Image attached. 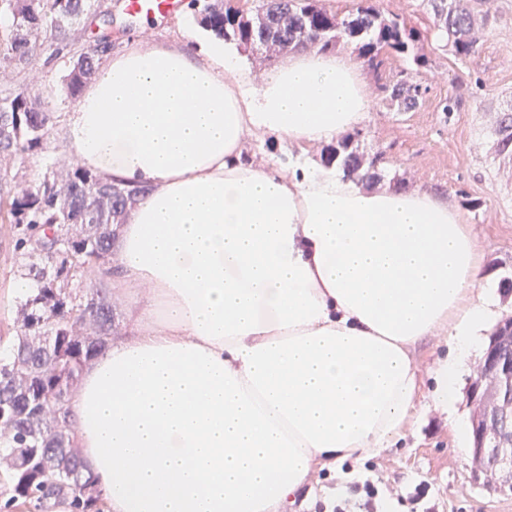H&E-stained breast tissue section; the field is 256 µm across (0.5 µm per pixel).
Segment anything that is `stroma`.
Masks as SVG:
<instances>
[{
    "instance_id": "35a3bbf8",
    "label": "stroma",
    "mask_w": 512,
    "mask_h": 512,
    "mask_svg": "<svg viewBox=\"0 0 512 512\" xmlns=\"http://www.w3.org/2000/svg\"><path fill=\"white\" fill-rule=\"evenodd\" d=\"M112 7V32L117 48L151 32L165 41L181 37L200 25L189 7L173 16L147 21L131 17L122 0H105ZM384 14H397L427 31L426 66L407 57L391 58L380 73L369 74L373 108L360 126L358 146L378 158L383 185L433 193L461 206L482 241L490 272L489 283L500 287L512 277V155L499 152L495 122L512 102V0H493L490 22L476 52L455 59L437 36L433 17L423 0H377ZM406 75L420 80L424 94L409 112L389 107L384 84ZM454 100L455 109L443 113L442 104ZM323 145L300 148L267 137L248 141L244 158L262 164L269 157L305 155L321 160ZM18 232L0 223V358H7L20 328L18 309L26 296L18 289L28 263L15 248ZM366 479L391 484L381 494L382 512H411L410 497L420 483H428V503L438 512H512V495L475 482L468 451L458 448L446 414L418 402L403 439L379 455L359 463Z\"/></svg>"
}]
</instances>
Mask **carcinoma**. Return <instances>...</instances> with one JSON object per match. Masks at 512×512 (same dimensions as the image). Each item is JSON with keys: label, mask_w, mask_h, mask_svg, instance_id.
Returning <instances> with one entry per match:
<instances>
[{"label": "carcinoma", "mask_w": 512, "mask_h": 512, "mask_svg": "<svg viewBox=\"0 0 512 512\" xmlns=\"http://www.w3.org/2000/svg\"><path fill=\"white\" fill-rule=\"evenodd\" d=\"M202 1L201 23L227 43L261 50L269 59L297 47L321 52L346 44L368 69L379 72L389 56L411 55L422 66V32L396 15L385 16L376 0H356L341 16L321 0H265L245 12L224 0ZM435 28L457 58L469 56L483 34V11L490 0H425ZM12 17L0 30V70L22 79L39 59L49 65L73 60L64 79L66 98L75 101L114 42L101 30L80 25L91 11L112 16L103 0H0ZM417 82L400 79L383 86L399 110L415 109ZM54 98L20 91L0 93V182L11 181L0 219L20 229L16 249L31 258L28 276L37 294L23 305V325L8 362L0 363V483L11 512L31 506L45 512L63 505L68 512H104L102 494L87 476L73 443L68 396L85 362L112 335L114 316L104 266L127 209L147 192L105 184L87 169L47 166L43 180L23 187L10 163L30 152H47L56 126ZM499 147L512 152V108L497 121ZM347 135L325 150L321 162L348 177L379 181L377 158H368Z\"/></svg>", "instance_id": "cac0c4a2"}]
</instances>
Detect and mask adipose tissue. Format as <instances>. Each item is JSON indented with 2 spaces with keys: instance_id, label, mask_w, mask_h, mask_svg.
Here are the masks:
<instances>
[{
  "instance_id": "ef3b65f1",
  "label": "adipose tissue",
  "mask_w": 512,
  "mask_h": 512,
  "mask_svg": "<svg viewBox=\"0 0 512 512\" xmlns=\"http://www.w3.org/2000/svg\"><path fill=\"white\" fill-rule=\"evenodd\" d=\"M368 78L342 53L294 51L254 85L223 43H140L65 115L75 160L145 188L107 270L129 293L68 401L108 512H278L316 468L389 447L421 391L411 350L443 335L430 407L454 414L499 316L469 213L368 190L333 167L243 162L359 127ZM302 153V149L297 144L288 141H277L273 136H268L263 142L249 140L243 156L247 162L262 164L269 159L270 155L287 160L288 155L295 157L302 155Z\"/></svg>"
}]
</instances>
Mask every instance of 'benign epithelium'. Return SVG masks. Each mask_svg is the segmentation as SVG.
Here are the masks:
<instances>
[{"instance_id": "7a95c632", "label": "benign epithelium", "mask_w": 512, "mask_h": 512, "mask_svg": "<svg viewBox=\"0 0 512 512\" xmlns=\"http://www.w3.org/2000/svg\"><path fill=\"white\" fill-rule=\"evenodd\" d=\"M503 347L512 350V316L490 336L478 377L467 389L466 402L472 420L479 423L473 458L494 472L493 489L506 493L512 492V455L499 443V430L501 420L512 418V364L504 365L498 358Z\"/></svg>"}]
</instances>
